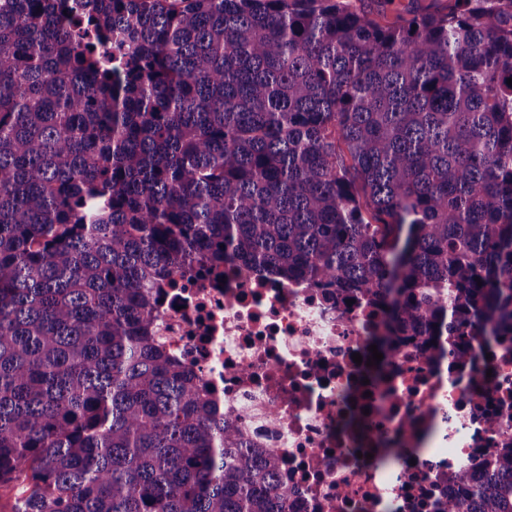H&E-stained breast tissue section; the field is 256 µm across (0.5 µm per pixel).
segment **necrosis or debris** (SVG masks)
Wrapping results in <instances>:
<instances>
[{
  "label": "necrosis or debris",
  "mask_w": 512,
  "mask_h": 512,
  "mask_svg": "<svg viewBox=\"0 0 512 512\" xmlns=\"http://www.w3.org/2000/svg\"><path fill=\"white\" fill-rule=\"evenodd\" d=\"M224 276L163 289L158 334L255 447L276 452L287 512H434L458 496L455 474L480 480L512 447V333L442 355L398 342L372 382L376 306L233 261ZM390 444L399 461L379 464Z\"/></svg>",
  "instance_id": "4bbe7bcc"
}]
</instances>
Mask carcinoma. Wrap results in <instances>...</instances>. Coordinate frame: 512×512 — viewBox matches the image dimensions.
<instances>
[{
  "label": "carcinoma",
  "mask_w": 512,
  "mask_h": 512,
  "mask_svg": "<svg viewBox=\"0 0 512 512\" xmlns=\"http://www.w3.org/2000/svg\"><path fill=\"white\" fill-rule=\"evenodd\" d=\"M512 0H0L11 512H286L159 291L299 279L372 337L512 330ZM480 281H475V278ZM440 512H512V447Z\"/></svg>",
  "instance_id": "cac0c4a2"
}]
</instances>
